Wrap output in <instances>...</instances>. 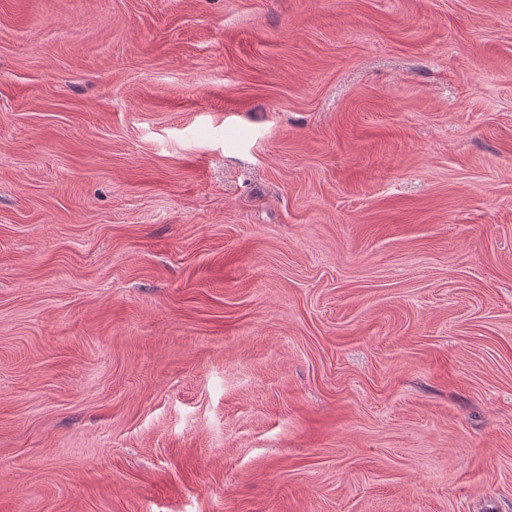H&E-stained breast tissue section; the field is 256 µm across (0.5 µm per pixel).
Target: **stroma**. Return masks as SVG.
I'll list each match as a JSON object with an SVG mask.
<instances>
[{
    "instance_id": "obj_1",
    "label": "stroma",
    "mask_w": 512,
    "mask_h": 512,
    "mask_svg": "<svg viewBox=\"0 0 512 512\" xmlns=\"http://www.w3.org/2000/svg\"><path fill=\"white\" fill-rule=\"evenodd\" d=\"M0 512H512V0H0Z\"/></svg>"
}]
</instances>
